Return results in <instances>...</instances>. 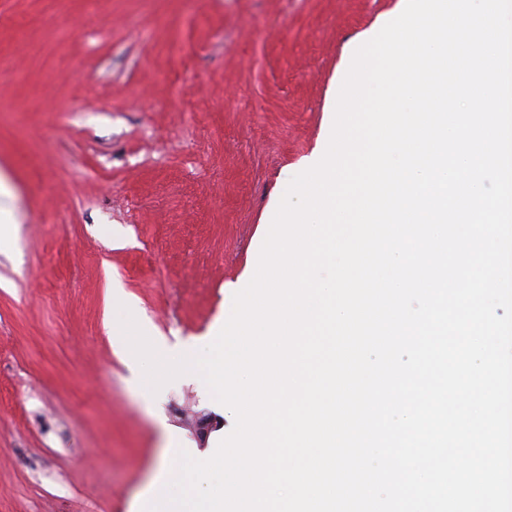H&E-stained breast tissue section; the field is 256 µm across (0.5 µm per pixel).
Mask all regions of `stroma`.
I'll return each mask as SVG.
<instances>
[{"instance_id":"stroma-1","label":"stroma","mask_w":512,"mask_h":512,"mask_svg":"<svg viewBox=\"0 0 512 512\" xmlns=\"http://www.w3.org/2000/svg\"><path fill=\"white\" fill-rule=\"evenodd\" d=\"M395 2L0 0V512H142L167 437L195 457L232 430L194 373L143 394L113 291L168 347L223 323L348 43Z\"/></svg>"}]
</instances>
